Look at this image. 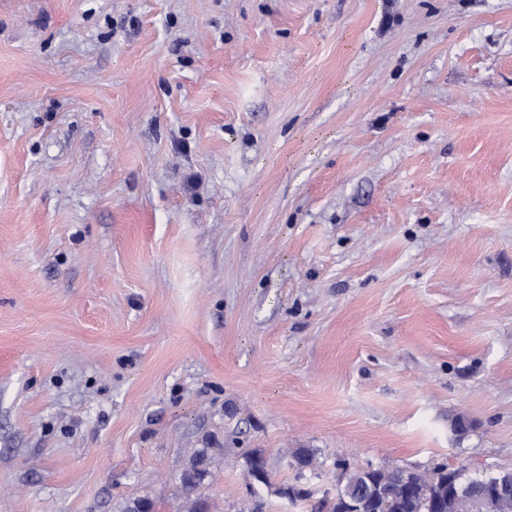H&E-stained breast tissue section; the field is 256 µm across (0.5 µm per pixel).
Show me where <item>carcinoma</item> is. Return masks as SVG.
Segmentation results:
<instances>
[{
    "instance_id": "carcinoma-1",
    "label": "carcinoma",
    "mask_w": 512,
    "mask_h": 512,
    "mask_svg": "<svg viewBox=\"0 0 512 512\" xmlns=\"http://www.w3.org/2000/svg\"><path fill=\"white\" fill-rule=\"evenodd\" d=\"M211 457L208 449L197 450L178 476L181 487L191 495L195 493L209 474ZM290 466L298 471H314L316 457L307 448L297 449ZM249 477L269 485L265 459L255 453L248 458ZM345 491H357L373 481L383 485L385 495L375 499L367 512H474L475 495L484 486L497 480V472H487L477 465L449 467L438 464L430 470L420 471L403 468H379L374 472L366 468L339 465L334 475ZM277 494L293 503H308L311 490L295 484H287Z\"/></svg>"
}]
</instances>
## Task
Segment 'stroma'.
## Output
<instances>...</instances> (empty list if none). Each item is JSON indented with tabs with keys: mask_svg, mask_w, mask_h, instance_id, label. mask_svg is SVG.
<instances>
[{
	"mask_svg": "<svg viewBox=\"0 0 512 512\" xmlns=\"http://www.w3.org/2000/svg\"><path fill=\"white\" fill-rule=\"evenodd\" d=\"M199 448L512 461V0H0V512Z\"/></svg>",
	"mask_w": 512,
	"mask_h": 512,
	"instance_id": "obj_1",
	"label": "stroma"
}]
</instances>
